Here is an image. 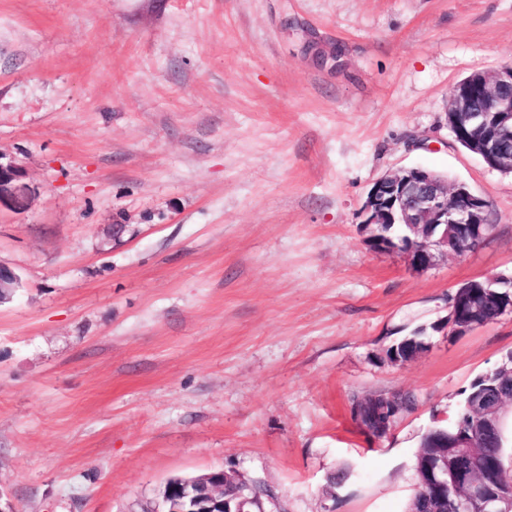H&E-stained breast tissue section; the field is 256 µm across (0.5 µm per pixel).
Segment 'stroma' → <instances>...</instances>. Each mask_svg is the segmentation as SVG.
<instances>
[{
  "instance_id": "35a3bbf8",
  "label": "stroma",
  "mask_w": 512,
  "mask_h": 512,
  "mask_svg": "<svg viewBox=\"0 0 512 512\" xmlns=\"http://www.w3.org/2000/svg\"><path fill=\"white\" fill-rule=\"evenodd\" d=\"M510 64L512 0H0V155L30 188L0 209V494L144 512L223 469L268 512H408L422 435L512 353V313L446 325L459 284L512 275V176L447 128L457 83ZM406 167L488 199L485 243L372 249L362 203ZM391 393L414 406L369 437L350 398Z\"/></svg>"
}]
</instances>
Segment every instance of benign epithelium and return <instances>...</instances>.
I'll list each match as a JSON object with an SVG mask.
<instances>
[{"label": "benign epithelium", "mask_w": 512, "mask_h": 512, "mask_svg": "<svg viewBox=\"0 0 512 512\" xmlns=\"http://www.w3.org/2000/svg\"><path fill=\"white\" fill-rule=\"evenodd\" d=\"M448 129L456 140L469 145L492 169L512 166V66L497 72L475 73L458 83L448 99ZM29 186L23 172L0 154V207L21 210L28 205ZM488 200L474 194L464 184H448L432 171L423 168L401 169L378 179L361 207L363 224L371 245L378 251L398 250L409 264L425 270L450 254L451 243L479 246L488 237ZM21 277L0 264V303L9 301L20 287ZM462 290L452 295L448 328L462 334L480 327L478 315L482 305L495 300L512 313V298L501 292L512 288V277L490 276L460 284ZM467 403L472 422L460 426L469 437L453 444L455 448L471 446L470 436H489L494 429L502 400L495 397L498 385ZM480 468L492 473L482 459L462 453H443L430 478L446 487L462 485L466 491L455 503V512H512V484L471 481L472 472ZM228 487L248 488L250 484L223 470L202 474L175 485H166L163 502L176 506L167 512H197L196 503L204 495L214 496Z\"/></svg>", "instance_id": "obj_1"}]
</instances>
